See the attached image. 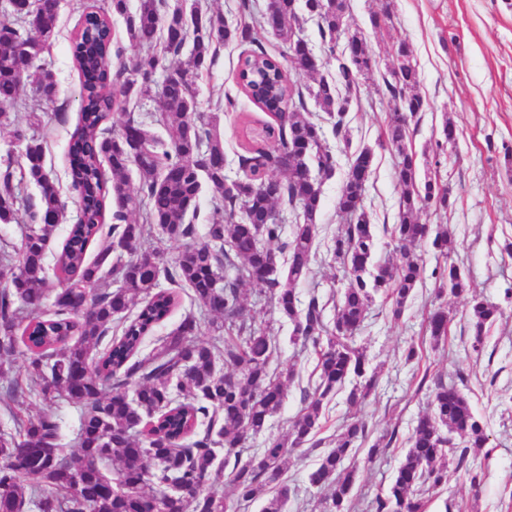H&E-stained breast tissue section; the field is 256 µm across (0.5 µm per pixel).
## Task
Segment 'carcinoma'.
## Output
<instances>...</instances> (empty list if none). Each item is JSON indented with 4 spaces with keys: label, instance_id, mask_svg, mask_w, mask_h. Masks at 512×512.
Returning <instances> with one entry per match:
<instances>
[{
    "label": "carcinoma",
    "instance_id": "obj_1",
    "mask_svg": "<svg viewBox=\"0 0 512 512\" xmlns=\"http://www.w3.org/2000/svg\"><path fill=\"white\" fill-rule=\"evenodd\" d=\"M25 2L17 0L14 19L0 21V104L22 108L28 106L21 96L27 81L49 102L57 93L51 70L28 66L49 50L57 13L45 10L30 24L19 15ZM345 2L330 0L326 12L307 5L301 14L297 0H270L277 20L272 30L283 44L276 58L257 45L256 31L269 21L266 12L254 11L250 0H239L234 25L198 5L188 17L178 8L163 10L162 0H139L129 14L126 0H112V11L126 16L130 39L145 49L128 64L120 61L113 72L110 16L92 9L83 13L71 38L81 89L80 118L70 146L78 161L70 176L81 212L55 256L63 288L47 313L42 311L48 291L47 245L55 227L66 220L65 206L45 168L40 140L16 132L24 144L23 164L0 169V221L29 208L25 183H35L40 193L39 223L30 225L16 255L6 254L0 261V271L10 272V284L0 289V357L14 355L21 344L27 351L26 377L13 380L3 398L15 432L0 434V512L32 507L38 512H228L224 498L212 491L223 477L237 501H254L270 489L273 495L263 512H284L294 494L282 479L288 447L319 445L315 436L323 409L352 379L356 383L347 396L351 421L341 428L336 447L320 453L309 482L319 491V512L354 508L350 494L357 471L346 460L369 439L358 413L376 385L375 375H367L368 359L356 335L378 295L391 303L393 317L402 316L422 281L417 248L429 243L442 254L447 250L448 227L438 225L432 236L418 217L423 211L447 209L449 190L432 178L417 183L409 123L426 103L415 92L419 72L402 42L392 47L399 64L385 83L401 103L389 116L385 142L399 158V209L387 233L402 262L375 261L374 225L364 203L373 153L364 148L352 156L336 201L344 224L334 234L330 252L346 285L333 319L326 318L327 302L320 295L310 291L303 297L297 291L312 276L320 233L315 219L321 189L311 170L322 175L334 170L322 126L308 112L306 98L314 99L333 121L336 137L346 138L349 99L341 90L356 88L358 78L371 69L372 57L365 38L355 31L347 33V53L361 65L340 62L334 81L321 76L317 64L307 69L316 76L314 84L303 88L290 78L291 62L311 53L303 35L309 20L316 23L324 51L337 54L338 37L345 31ZM188 41V62L169 70L166 85H154L152 74L161 58L180 56ZM229 44L245 47L238 84L277 120V126H265L262 143L238 157L243 175L233 180L226 174L224 143L213 120L199 111L195 96V85ZM151 95L159 103L157 122L169 129V138L131 113L120 130L108 126L120 104ZM280 152L290 161L282 179L271 175L276 169L271 161ZM131 167L139 176L137 195L130 190ZM204 180L215 203L207 240L185 245L167 266L148 248L142 253L155 256V262L142 261L137 245L154 225L173 239L193 236ZM109 196L117 203L110 223L105 221ZM142 205L144 223L135 224L129 215ZM276 208L291 218L289 229L267 222V212ZM97 240L102 246L91 259L88 247ZM120 244L127 246L126 253H117ZM161 275L189 288L200 309L216 314L209 326L224 337L198 339L201 322L189 312L156 347L143 352L145 337L179 303L177 292L158 287ZM109 279L120 283L119 288L103 287ZM247 284L258 286L264 304L291 322L292 340L312 346L318 379L302 389L303 407L288 434L246 457V440L263 432L279 412L285 379L292 378L270 367L275 338L270 328L249 319L241 296ZM469 288L457 265L440 268L435 297H459ZM498 314L493 303L477 297L469 301L473 351L483 349ZM117 323L121 335L109 336ZM426 331L435 344L448 337L446 308L429 314ZM109 381L113 392L107 395L102 386ZM25 391L49 403L64 397L77 407L76 448L61 444L54 413L32 420L14 406L17 394ZM429 393L430 412L407 438L392 483L373 501L375 512H428L430 497L446 483L450 465L464 471L473 486L483 481L472 463L488 444L483 421L455 382L436 379ZM176 482L189 488L191 496L171 489Z\"/></svg>",
    "mask_w": 512,
    "mask_h": 512
}]
</instances>
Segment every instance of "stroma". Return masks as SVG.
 Returning a JSON list of instances; mask_svg holds the SVG:
<instances>
[{
  "mask_svg": "<svg viewBox=\"0 0 512 512\" xmlns=\"http://www.w3.org/2000/svg\"><path fill=\"white\" fill-rule=\"evenodd\" d=\"M110 4L111 0H59L51 48L37 59L55 75L56 100L43 102L35 86L26 85L24 93L37 101V111L10 109L9 125L0 126V167L22 161L15 130L42 140L46 168L58 182L61 200L71 216L77 214L79 204L70 188L68 149L80 105L71 37L84 7L106 9ZM385 8L391 12L390 20L373 27L371 14ZM346 25L362 33L373 67L361 77L351 96L346 117L349 143L330 144L335 172L321 181L322 208L316 222L326 233L336 231L342 222L336 199L350 159L361 149H371L374 161L365 206L377 239L376 256L384 262L400 263L399 251L389 246L384 232L397 218L400 186L396 156L383 139L388 114L396 106L385 90L395 64L391 49L407 43L419 71L417 92L427 104L410 124L418 175L439 179L451 189L447 212L439 216L424 212L420 221L447 225L451 235L448 258L471 284L469 295L448 300V338L429 352L428 373L446 379L464 373L461 390L489 436L488 455L475 461L485 474L483 484L472 487L463 473L449 471L447 483L433 494L429 512H512V254L505 250L506 244L512 243V0H348ZM240 52L239 46H224L196 86V100L205 115H218L216 105L225 98L237 103L235 111L218 115L217 123L233 169L247 144V129L262 130L270 120L237 84ZM448 120L457 130L452 143L445 142L443 136ZM416 254L424 278L410 307L395 320L389 303L376 299L358 338L377 377V388L361 416L371 438L394 430L399 440L375 461H368L363 449L355 455L358 475L352 498L357 512H372V500L386 491L394 478L405 439L418 417L429 410L427 391L417 388L423 373L406 362L405 350L424 334L440 262L430 247H421ZM473 294L503 310L478 353L470 347L468 301ZM244 302L254 322L270 326L276 338L272 367L294 372L280 412L264 432L246 442L254 453L269 439L288 432L302 407V388L316 378V361L311 348L291 341V323L259 302L254 289L245 288ZM17 401L32 418L53 410L61 422V442L71 446L79 424L72 404L63 399L48 403L28 393L18 395ZM317 459V452L305 446L289 454L285 479L295 494L286 512H311L313 490L308 476Z\"/></svg>",
  "mask_w": 512,
  "mask_h": 512,
  "instance_id": "obj_1",
  "label": "stroma"
}]
</instances>
